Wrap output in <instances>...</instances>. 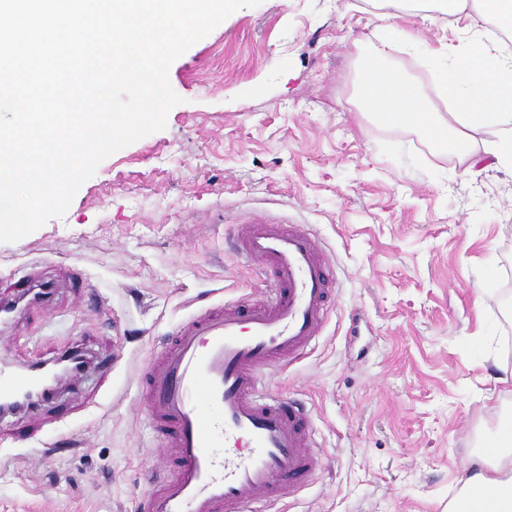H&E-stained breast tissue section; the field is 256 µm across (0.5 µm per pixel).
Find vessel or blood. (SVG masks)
Listing matches in <instances>:
<instances>
[{
    "label": "vessel or blood",
    "mask_w": 512,
    "mask_h": 512,
    "mask_svg": "<svg viewBox=\"0 0 512 512\" xmlns=\"http://www.w3.org/2000/svg\"><path fill=\"white\" fill-rule=\"evenodd\" d=\"M235 250L262 265L261 298L201 309L147 372L146 411L174 470L138 512H271L315 475L307 413L269 390V374L319 336L332 273L301 225L258 216L237 225ZM43 370L0 367V403L38 388Z\"/></svg>",
    "instance_id": "b4317fda"
}]
</instances>
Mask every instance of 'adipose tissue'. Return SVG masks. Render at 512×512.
I'll return each mask as SVG.
<instances>
[{"label":"adipose tissue","instance_id":"adipose-tissue-1","mask_svg":"<svg viewBox=\"0 0 512 512\" xmlns=\"http://www.w3.org/2000/svg\"><path fill=\"white\" fill-rule=\"evenodd\" d=\"M426 10L459 18L474 10L501 32L512 35V0H427ZM441 96L452 108L448 148L472 158L468 130L496 131L488 153L497 164L512 167V55L503 54L477 35L463 52L451 53ZM364 103L390 122L435 132L438 125L420 91L373 59L363 83ZM448 512H512V419L502 420L467 467V476Z\"/></svg>","mask_w":512,"mask_h":512}]
</instances>
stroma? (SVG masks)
I'll use <instances>...</instances> for the list:
<instances>
[{
	"instance_id": "35a3bbf8",
	"label": "stroma",
	"mask_w": 512,
	"mask_h": 512,
	"mask_svg": "<svg viewBox=\"0 0 512 512\" xmlns=\"http://www.w3.org/2000/svg\"><path fill=\"white\" fill-rule=\"evenodd\" d=\"M414 50L382 48L384 26ZM464 23L397 0H261L178 57L164 130L107 157L66 214L0 242V293L41 260L47 297L0 329V364L82 350L51 400L0 415V512H136L171 474L144 373L201 308L261 292L237 223L300 224L333 270L320 336L270 378L304 404L321 468L274 512H448L480 439L512 418V168L361 106L378 49L438 120ZM84 286L66 285L68 269Z\"/></svg>"
}]
</instances>
